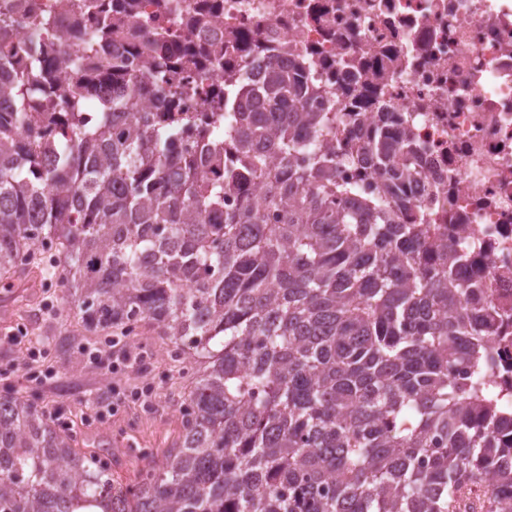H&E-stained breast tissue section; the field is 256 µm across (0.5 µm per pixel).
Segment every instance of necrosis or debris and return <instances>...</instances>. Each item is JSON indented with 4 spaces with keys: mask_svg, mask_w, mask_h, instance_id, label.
I'll use <instances>...</instances> for the list:
<instances>
[{
    "mask_svg": "<svg viewBox=\"0 0 512 512\" xmlns=\"http://www.w3.org/2000/svg\"><path fill=\"white\" fill-rule=\"evenodd\" d=\"M184 2L159 13L139 0L144 26L120 41L181 25L207 45L210 29L185 27ZM213 28L264 45L240 69L249 87L264 85L270 62L307 65L312 85L343 103L337 153L394 113L415 148L414 212L447 225L462 278L491 289L504 313L494 379L512 384V0H224Z\"/></svg>",
    "mask_w": 512,
    "mask_h": 512,
    "instance_id": "necrosis-or-debris-1",
    "label": "necrosis or debris"
}]
</instances>
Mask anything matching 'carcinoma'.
Wrapping results in <instances>:
<instances>
[{
	"label": "carcinoma",
	"mask_w": 512,
	"mask_h": 512,
	"mask_svg": "<svg viewBox=\"0 0 512 512\" xmlns=\"http://www.w3.org/2000/svg\"><path fill=\"white\" fill-rule=\"evenodd\" d=\"M112 2L63 4L94 19L76 60L45 46L58 17L0 12V288L49 241L84 330L148 322L174 345L182 430L115 490L37 404L0 395V512H462L469 484L512 512V488L487 483L512 464L495 312L458 279L442 225L403 221L411 142L366 134L378 187L362 199L336 179L349 156L313 138L336 113L312 111L305 66L271 65L255 97L226 59L262 50L249 34L204 54L173 27L116 46L142 20L137 0ZM196 68L227 94L186 151L170 131L192 127L176 98L197 87L177 75Z\"/></svg>",
	"instance_id": "1"
}]
</instances>
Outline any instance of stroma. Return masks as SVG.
<instances>
[{
    "instance_id": "obj_1",
    "label": "stroma",
    "mask_w": 512,
    "mask_h": 512,
    "mask_svg": "<svg viewBox=\"0 0 512 512\" xmlns=\"http://www.w3.org/2000/svg\"><path fill=\"white\" fill-rule=\"evenodd\" d=\"M63 292L57 277L32 278L0 306V337L26 335L38 351L26 360L17 348L0 344V394L30 398L59 414L81 447L107 456L113 486L124 489L145 466L142 449L163 451L180 432L183 390L173 346L145 324L138 338L123 340L134 364L114 371L91 364L84 350L103 344L105 336L73 334Z\"/></svg>"
}]
</instances>
